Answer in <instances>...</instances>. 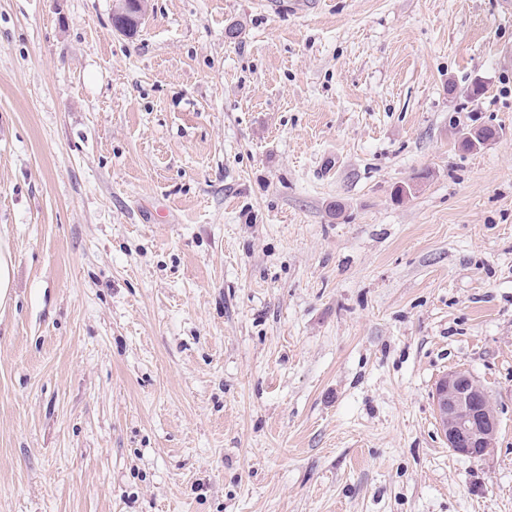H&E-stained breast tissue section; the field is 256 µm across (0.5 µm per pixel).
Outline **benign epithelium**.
<instances>
[{
    "label": "benign epithelium",
    "mask_w": 512,
    "mask_h": 512,
    "mask_svg": "<svg viewBox=\"0 0 512 512\" xmlns=\"http://www.w3.org/2000/svg\"><path fill=\"white\" fill-rule=\"evenodd\" d=\"M143 0H119L114 15L125 19L124 32L137 30ZM432 399L441 433L448 448L471 459H482L496 447L498 422L487 391L467 371L443 375Z\"/></svg>",
    "instance_id": "obj_1"
}]
</instances>
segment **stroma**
Listing matches in <instances>:
<instances>
[{"instance_id": "obj_1", "label": "stroma", "mask_w": 512, "mask_h": 512, "mask_svg": "<svg viewBox=\"0 0 512 512\" xmlns=\"http://www.w3.org/2000/svg\"><path fill=\"white\" fill-rule=\"evenodd\" d=\"M114 9L0 0V512H512V0ZM15 273L12 252L7 245H0V304L11 296ZM432 399L441 433L454 452L482 459L496 446L498 422L487 391L467 371L443 375Z\"/></svg>"}]
</instances>
